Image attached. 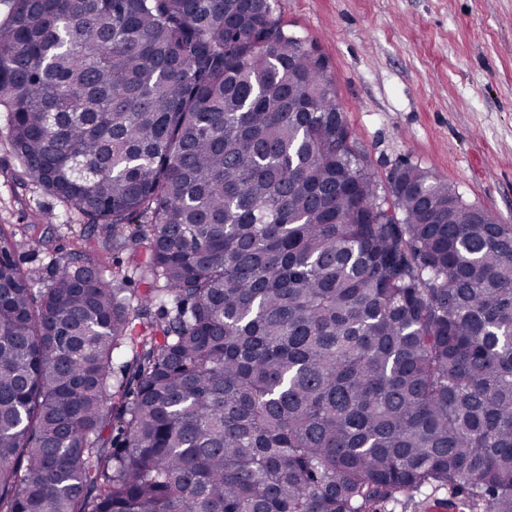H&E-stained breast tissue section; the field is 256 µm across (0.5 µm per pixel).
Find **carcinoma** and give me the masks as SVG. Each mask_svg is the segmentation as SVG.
Listing matches in <instances>:
<instances>
[{
  "label": "carcinoma",
  "mask_w": 512,
  "mask_h": 512,
  "mask_svg": "<svg viewBox=\"0 0 512 512\" xmlns=\"http://www.w3.org/2000/svg\"><path fill=\"white\" fill-rule=\"evenodd\" d=\"M0 112L142 284L0 228V512H512V225L382 196L271 0H13ZM464 496L451 495L448 489L425 488L414 493L412 500L387 504L385 512H468Z\"/></svg>",
  "instance_id": "cac0c4a2"
}]
</instances>
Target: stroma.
Masks as SVG:
<instances>
[{
  "mask_svg": "<svg viewBox=\"0 0 512 512\" xmlns=\"http://www.w3.org/2000/svg\"><path fill=\"white\" fill-rule=\"evenodd\" d=\"M274 4L285 30L327 60L362 163L381 187L406 162L512 224V0ZM6 125L0 113V225L14 232L21 264L43 272L76 248L84 221L27 179ZM463 501L425 488L385 512H467Z\"/></svg>",
  "mask_w": 512,
  "mask_h": 512,
  "instance_id": "stroma-1",
  "label": "stroma"
}]
</instances>
